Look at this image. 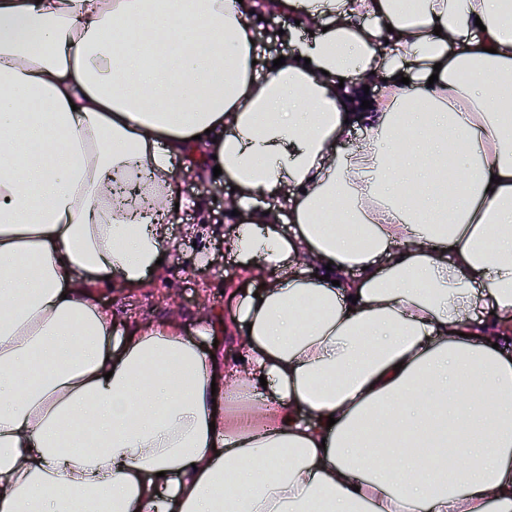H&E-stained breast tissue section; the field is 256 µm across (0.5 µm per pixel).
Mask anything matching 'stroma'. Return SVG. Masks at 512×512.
Listing matches in <instances>:
<instances>
[{
    "instance_id": "obj_1",
    "label": "stroma",
    "mask_w": 512,
    "mask_h": 512,
    "mask_svg": "<svg viewBox=\"0 0 512 512\" xmlns=\"http://www.w3.org/2000/svg\"><path fill=\"white\" fill-rule=\"evenodd\" d=\"M177 178L183 193L195 202L194 208L181 212L172 226V263L163 276L135 292H121L110 284L96 290L102 305L116 309L120 316L141 320L167 315L172 305L166 297L168 289L179 293L181 318L187 331L197 327L200 302L208 298L216 308L230 311L234 305L231 294L225 293L226 284H239L242 270L224 255V234L203 223V216H223L224 197L230 196L229 185H217L209 177L184 170ZM208 264H201V257Z\"/></svg>"
}]
</instances>
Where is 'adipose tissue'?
I'll return each instance as SVG.
<instances>
[{"instance_id":"obj_1","label":"adipose tissue","mask_w":512,"mask_h":512,"mask_svg":"<svg viewBox=\"0 0 512 512\" xmlns=\"http://www.w3.org/2000/svg\"><path fill=\"white\" fill-rule=\"evenodd\" d=\"M511 107L512 0H0V512H512ZM178 160L262 284L192 338L94 297ZM268 20V23H265ZM253 22L257 28L260 48H261V64L263 67L270 64L273 60L277 59L283 52L290 49V45L286 41H279L273 43H267L266 40L270 36L269 30L275 26L271 20L264 18L262 21H258V17L255 16ZM265 34L267 38L265 40Z\"/></svg>"}]
</instances>
